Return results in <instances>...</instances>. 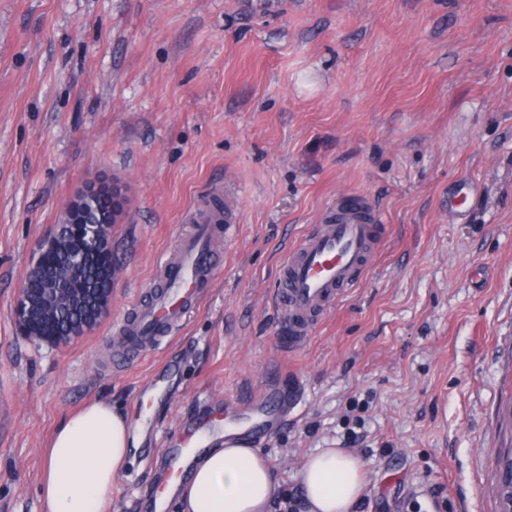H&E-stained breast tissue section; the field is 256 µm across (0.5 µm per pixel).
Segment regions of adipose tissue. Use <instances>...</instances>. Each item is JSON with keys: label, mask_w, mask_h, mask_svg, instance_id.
Instances as JSON below:
<instances>
[{"label": "adipose tissue", "mask_w": 512, "mask_h": 512, "mask_svg": "<svg viewBox=\"0 0 512 512\" xmlns=\"http://www.w3.org/2000/svg\"><path fill=\"white\" fill-rule=\"evenodd\" d=\"M132 443L130 419L93 400L53 433L39 493L47 512H109L114 483ZM309 512H351L363 487L362 464L340 448L313 454L300 471ZM277 493L268 460L252 448L223 444L194 461L174 489L179 512H268Z\"/></svg>", "instance_id": "1"}]
</instances>
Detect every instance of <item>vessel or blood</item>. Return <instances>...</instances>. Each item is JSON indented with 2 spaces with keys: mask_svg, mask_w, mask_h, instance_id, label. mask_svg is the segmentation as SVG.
<instances>
[{
  "mask_svg": "<svg viewBox=\"0 0 512 512\" xmlns=\"http://www.w3.org/2000/svg\"><path fill=\"white\" fill-rule=\"evenodd\" d=\"M218 214L199 210L194 228L161 260L150 283L149 300L136 303L113 329L112 356L123 360L146 352L162 338L182 328L207 294L215 265ZM381 217L367 201L340 199L324 210L321 224L291 249L279 270L276 304L283 316L289 345L303 342L323 316L364 275L377 242ZM281 396L266 391L238 410L239 425L225 424L228 438L261 439L271 419L287 416ZM202 438L188 437L170 453L169 473L185 474L183 462Z\"/></svg>",
  "mask_w": 512,
  "mask_h": 512,
  "instance_id": "b4317fda",
  "label": "vessel or blood"
}]
</instances>
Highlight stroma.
<instances>
[{"label": "stroma", "instance_id": "1", "mask_svg": "<svg viewBox=\"0 0 512 512\" xmlns=\"http://www.w3.org/2000/svg\"><path fill=\"white\" fill-rule=\"evenodd\" d=\"M123 183L112 305L65 343L15 300L91 182ZM382 216L357 288L281 343L282 257L339 195ZM462 197L460 214L448 201ZM232 199L199 310L112 364V327L194 210ZM299 404L256 448L279 489L357 455L352 512H497L512 446V0H0V512H47L54 430L94 399L134 442L112 512H152L169 449L254 387Z\"/></svg>", "mask_w": 512, "mask_h": 512}]
</instances>
